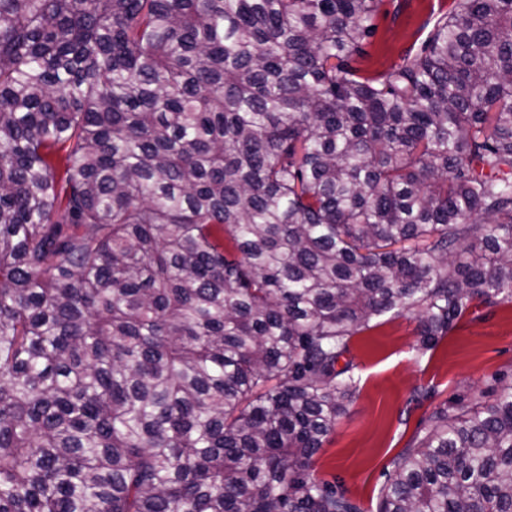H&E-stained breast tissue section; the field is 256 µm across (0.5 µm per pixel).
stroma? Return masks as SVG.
<instances>
[{
    "mask_svg": "<svg viewBox=\"0 0 512 512\" xmlns=\"http://www.w3.org/2000/svg\"><path fill=\"white\" fill-rule=\"evenodd\" d=\"M455 0H380L375 33L354 64L373 76L416 54ZM415 315L382 321L352 337L347 355L359 390L315 457L322 480L377 512L391 459L430 427V415L448 404L494 401L512 387V301L482 304L425 355H418ZM429 388L412 400L414 388Z\"/></svg>",
    "mask_w": 512,
    "mask_h": 512,
    "instance_id": "stroma-1",
    "label": "stroma"
}]
</instances>
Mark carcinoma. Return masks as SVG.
I'll return each mask as SVG.
<instances>
[{
  "instance_id": "1",
  "label": "carcinoma",
  "mask_w": 512,
  "mask_h": 512,
  "mask_svg": "<svg viewBox=\"0 0 512 512\" xmlns=\"http://www.w3.org/2000/svg\"><path fill=\"white\" fill-rule=\"evenodd\" d=\"M378 5L0 0V512H363L351 338L512 299V0ZM430 420L379 512H512V387ZM455 0H381L374 19L375 33L363 45L354 66L367 76L401 65L420 51L436 22Z\"/></svg>"
}]
</instances>
